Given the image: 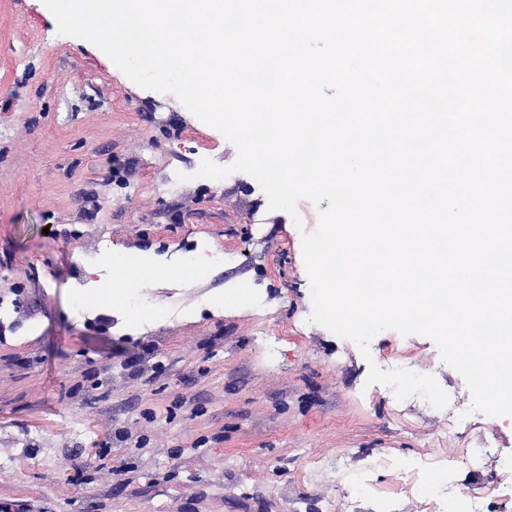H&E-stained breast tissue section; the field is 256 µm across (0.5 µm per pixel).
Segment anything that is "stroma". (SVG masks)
<instances>
[{"instance_id": "obj_1", "label": "stroma", "mask_w": 512, "mask_h": 512, "mask_svg": "<svg viewBox=\"0 0 512 512\" xmlns=\"http://www.w3.org/2000/svg\"><path fill=\"white\" fill-rule=\"evenodd\" d=\"M236 149L175 96L117 75L63 36L43 0H0V512H439L497 494L512 473V416L448 410L367 385L370 364L463 377L423 335L386 330L369 356L309 323L298 218L250 175L195 178ZM190 181L168 190L174 172ZM160 271L145 321L79 304L98 241ZM227 252L198 278L184 251Z\"/></svg>"}]
</instances>
